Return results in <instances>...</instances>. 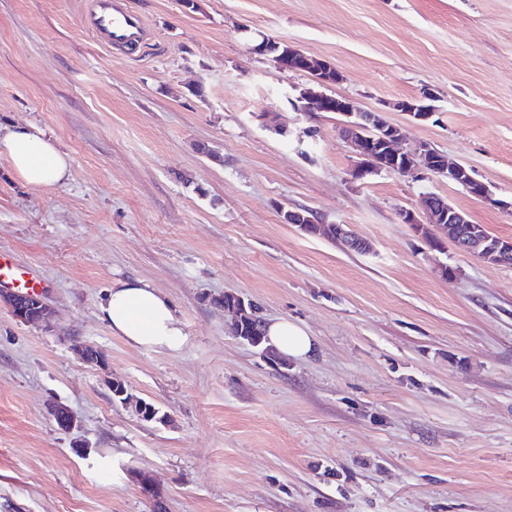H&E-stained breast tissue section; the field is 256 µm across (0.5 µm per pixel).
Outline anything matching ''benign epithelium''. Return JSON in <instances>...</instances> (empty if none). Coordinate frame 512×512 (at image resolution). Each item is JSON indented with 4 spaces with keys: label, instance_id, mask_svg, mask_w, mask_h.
Listing matches in <instances>:
<instances>
[{
    "label": "benign epithelium",
    "instance_id": "1",
    "mask_svg": "<svg viewBox=\"0 0 512 512\" xmlns=\"http://www.w3.org/2000/svg\"><path fill=\"white\" fill-rule=\"evenodd\" d=\"M250 50L255 54L271 57L283 71H304L312 76L315 87L303 92L300 103L295 105L297 111L337 112L347 118L342 133L359 158L353 170L355 178L362 179L382 169L399 174L416 171L421 176L439 174L461 186L473 197L484 199L501 209L512 210V201L494 198L487 186L474 178L465 166L448 164L443 155L428 144L421 143L409 151L396 148L402 139L400 128L388 124L377 113L356 111L352 100L346 97H334L326 93L325 88L341 81V75L328 61L312 59L300 50L266 36L259 40H251ZM395 107L421 121L428 120L434 113L429 106L416 107L408 101L398 102ZM423 211L426 222L422 223L414 214L404 211L400 213L402 223L414 225L416 230L423 234L428 233L425 224H431L464 253L476 256L486 254L488 258H495L502 264L512 262V240L491 241L486 237L483 226L471 223L465 213L448 204L440 195L431 192L425 194ZM283 223L292 224L300 231L313 236L320 234L326 227L328 235L349 248L360 252L370 249L367 242L353 237L343 225L324 226L307 210L285 211ZM463 224L466 225V231L461 232L459 227ZM0 299L5 300L13 315L24 323L43 322L52 314L51 308L41 294L13 292L7 296L0 294ZM236 336L253 347L261 348V354L270 361L280 363L274 347L264 344L263 330H254L248 334L239 321L236 323ZM51 415L59 422V428L62 430H71L76 425L75 415L63 405L51 406Z\"/></svg>",
    "mask_w": 512,
    "mask_h": 512
}]
</instances>
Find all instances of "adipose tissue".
<instances>
[{
    "mask_svg": "<svg viewBox=\"0 0 512 512\" xmlns=\"http://www.w3.org/2000/svg\"><path fill=\"white\" fill-rule=\"evenodd\" d=\"M0 157L33 189L64 183L71 175L69 155L36 123L0 129ZM99 311L112 333L130 345L175 351L185 341L170 300L149 280L113 283L107 288ZM266 335L270 344L286 356L301 359L314 349L313 337L285 319L271 321Z\"/></svg>",
    "mask_w": 512,
    "mask_h": 512,
    "instance_id": "ef3b65f1",
    "label": "adipose tissue"
}]
</instances>
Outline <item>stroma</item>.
Masks as SVG:
<instances>
[{
  "label": "stroma",
  "instance_id": "obj_1",
  "mask_svg": "<svg viewBox=\"0 0 512 512\" xmlns=\"http://www.w3.org/2000/svg\"><path fill=\"white\" fill-rule=\"evenodd\" d=\"M82 2L0 0V125L38 123L71 158L36 190L0 158V252L55 312L35 327L0 305V512H512V266L400 219L433 192L512 239V211L439 175L354 178L343 117L295 108L309 74L246 49L264 35L331 62L332 94L507 201L512 0H125L147 29L129 52L95 43ZM426 90L432 119L395 109ZM288 209L372 248L303 234ZM135 278L171 300L180 350L99 319ZM228 293L315 354L263 358ZM110 377L166 421L114 400Z\"/></svg>",
  "mask_w": 512,
  "mask_h": 512
}]
</instances>
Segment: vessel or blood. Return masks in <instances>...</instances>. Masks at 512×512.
<instances>
[{
	"mask_svg": "<svg viewBox=\"0 0 512 512\" xmlns=\"http://www.w3.org/2000/svg\"><path fill=\"white\" fill-rule=\"evenodd\" d=\"M83 23L106 48L138 43L145 29L143 21L125 9L123 0H89Z\"/></svg>",
	"mask_w": 512,
	"mask_h": 512,
	"instance_id": "1",
	"label": "vessel or blood"
}]
</instances>
